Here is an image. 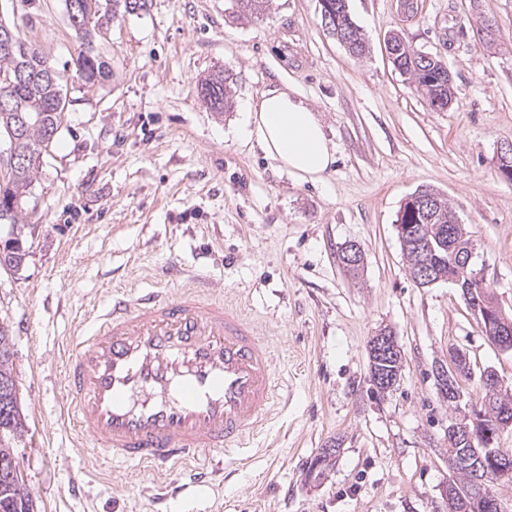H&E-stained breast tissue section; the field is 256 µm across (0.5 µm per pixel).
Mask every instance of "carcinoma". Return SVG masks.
I'll list each match as a JSON object with an SVG mask.
<instances>
[{
  "label": "carcinoma",
  "mask_w": 512,
  "mask_h": 512,
  "mask_svg": "<svg viewBox=\"0 0 512 512\" xmlns=\"http://www.w3.org/2000/svg\"><path fill=\"white\" fill-rule=\"evenodd\" d=\"M129 0H96V8L86 23L84 50L76 60V72L84 83L103 85L112 79V65L96 51V29L112 21L119 11L129 12ZM270 0H237L238 13L242 17L263 14ZM336 7V39L345 40L349 52L355 56L366 54L367 46L361 28L349 12L347 0H331ZM11 33L10 50L0 49V138L8 148L24 156L22 161L0 172V224L10 225L9 237L0 240V253L10 256L8 263L0 262L4 270H17L27 255V230L24 223L29 188L38 170L40 157L48 152L60 131L66 97L62 95V75L50 66L39 50L21 40L16 30L0 22V35ZM394 42L392 63L400 73L408 76L416 89L427 98L430 105L444 109L448 106V69L430 61H424L420 51L407 45L399 35ZM201 85L218 91L221 95V111L232 107L233 89L230 76L222 70L208 74ZM415 238L402 247L408 266L426 264L448 274L452 263L449 246L454 241L469 243L465 225L459 223L456 212L444 197H438L434 213L414 227ZM13 330L7 323H0V384L8 383L12 390H0V403L11 399L15 403L14 417L0 420V456L11 454L23 441L26 421L17 400L18 389L13 376ZM481 397L476 406L485 416L493 418L499 397L492 388L480 383ZM473 455L471 443L448 440V467L453 473L450 483L463 493L471 495L477 512H490L481 506L482 494L497 492L495 477L484 480V488L474 483L473 470L467 459ZM0 512H33V501L27 488H15L0 479Z\"/></svg>",
  "instance_id": "cac0c4a2"
}]
</instances>
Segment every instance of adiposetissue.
Listing matches in <instances>:
<instances>
[{
    "label": "adipose tissue",
    "mask_w": 512,
    "mask_h": 512,
    "mask_svg": "<svg viewBox=\"0 0 512 512\" xmlns=\"http://www.w3.org/2000/svg\"><path fill=\"white\" fill-rule=\"evenodd\" d=\"M243 128L264 155L301 183L324 181L336 162L317 111L290 89H273L244 111Z\"/></svg>",
    "instance_id": "obj_1"
}]
</instances>
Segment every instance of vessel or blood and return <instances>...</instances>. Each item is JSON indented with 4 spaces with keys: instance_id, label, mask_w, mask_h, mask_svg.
I'll return each instance as SVG.
<instances>
[{
    "instance_id": "1",
    "label": "vessel or blood",
    "mask_w": 512,
    "mask_h": 512,
    "mask_svg": "<svg viewBox=\"0 0 512 512\" xmlns=\"http://www.w3.org/2000/svg\"><path fill=\"white\" fill-rule=\"evenodd\" d=\"M269 347L241 311L196 291L113 293L64 370L71 414L106 459L187 465L209 483L273 399Z\"/></svg>"
}]
</instances>
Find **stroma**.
I'll use <instances>...</instances> for the list:
<instances>
[{
    "label": "stroma",
    "mask_w": 512,
    "mask_h": 512,
    "mask_svg": "<svg viewBox=\"0 0 512 512\" xmlns=\"http://www.w3.org/2000/svg\"><path fill=\"white\" fill-rule=\"evenodd\" d=\"M348 6L368 46L361 57L322 26L319 0H272L251 19L238 18L236 0H148L98 38L113 73L99 88L76 77L81 46L64 0H0V21L66 77L61 129L29 192V253L18 271L0 270L28 427L14 457L34 512H156L155 485L178 480L79 448L62 383L91 311L119 288L166 287L176 262L255 324L276 388L223 480L171 498L166 512H448L451 411L434 366L461 353L512 389V350L453 284L413 282L396 220L413 193H443L512 316V180L498 171L512 142V0H416L410 17L399 0ZM393 33L442 59L448 108L393 66ZM217 69L233 78L228 112L200 94ZM288 87L336 146L325 183L297 182L242 132L247 103ZM349 243L364 253L356 277L339 260ZM384 331L404 360L380 394L367 345ZM325 448L336 454L321 472ZM75 478L89 481L85 497L70 495Z\"/></svg>",
    "instance_id": "obj_1"
}]
</instances>
